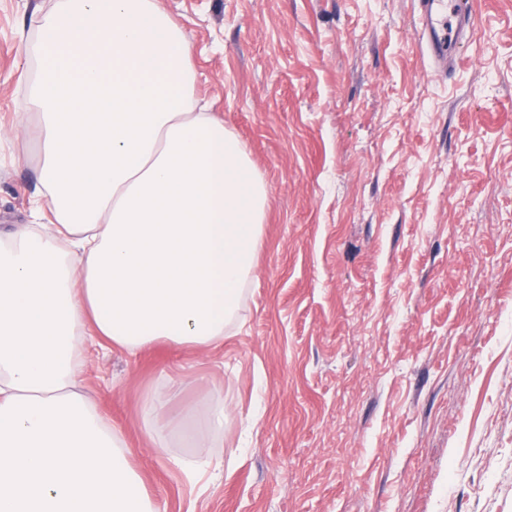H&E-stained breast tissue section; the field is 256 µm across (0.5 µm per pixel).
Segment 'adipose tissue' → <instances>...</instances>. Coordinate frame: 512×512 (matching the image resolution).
<instances>
[{"mask_svg":"<svg viewBox=\"0 0 512 512\" xmlns=\"http://www.w3.org/2000/svg\"><path fill=\"white\" fill-rule=\"evenodd\" d=\"M43 224L0 235V512H159L80 387L84 347L223 343L255 272L267 189L197 109L155 0H60L32 45Z\"/></svg>","mask_w":512,"mask_h":512,"instance_id":"ef3b65f1","label":"adipose tissue"}]
</instances>
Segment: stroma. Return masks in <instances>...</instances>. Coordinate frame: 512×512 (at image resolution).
<instances>
[{"instance_id": "35a3bbf8", "label": "stroma", "mask_w": 512, "mask_h": 512, "mask_svg": "<svg viewBox=\"0 0 512 512\" xmlns=\"http://www.w3.org/2000/svg\"><path fill=\"white\" fill-rule=\"evenodd\" d=\"M156 2L268 192L219 349L86 353L83 390L160 512H512V0H465L446 70L414 0ZM57 3L0 0L1 232L38 221L17 125ZM156 390V421H184L162 455ZM182 463L218 471L192 488Z\"/></svg>"}]
</instances>
